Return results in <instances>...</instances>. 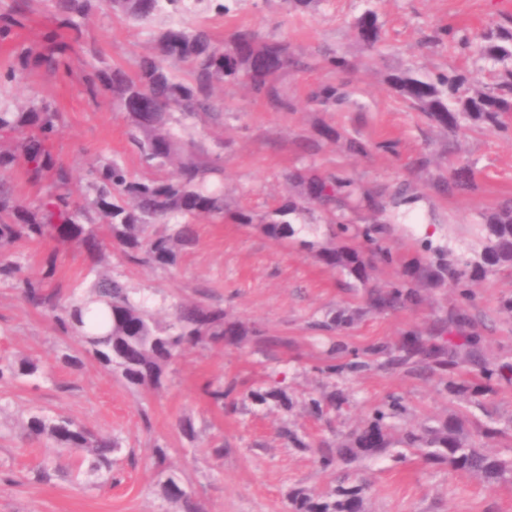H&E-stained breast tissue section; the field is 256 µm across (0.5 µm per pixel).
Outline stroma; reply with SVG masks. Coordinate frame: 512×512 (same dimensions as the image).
Instances as JSON below:
<instances>
[{
    "instance_id": "obj_1",
    "label": "stroma",
    "mask_w": 512,
    "mask_h": 512,
    "mask_svg": "<svg viewBox=\"0 0 512 512\" xmlns=\"http://www.w3.org/2000/svg\"><path fill=\"white\" fill-rule=\"evenodd\" d=\"M361 7V0H326L303 12L287 9L284 0H242L229 15L208 14L213 34L223 40L239 26L287 34L309 67L287 70L278 82L295 111H273L243 88L228 85L222 93V118L202 119L199 130L205 146L224 142V195L230 207L258 216L287 198L285 173L309 162L321 171L348 174L368 188L409 184L417 200L392 224L385 241L393 263L375 264L369 282L362 284L329 270L310 253L269 239L258 228L197 219L198 242L179 266L155 270L121 264L118 272L150 297L159 319L167 317L162 300L203 302L222 307L225 319L265 329L272 343L260 347L247 336L235 344L187 349L172 362L161 388L139 391L92 358H84L77 369L57 363V354L74 347V340L60 335L51 318L28 306L17 289L0 283V355L33 358L43 367L40 377L0 382V512H178L177 504L160 492L157 471L162 464L180 477L202 512H291L289 492L321 494L342 477L321 469L313 452L287 442L284 431L333 445L394 398L405 408L393 421L395 433L436 425L456 411L467 416L472 441H484L490 454L512 457V381H494L477 407L453 384L463 379L480 383L478 367L450 362L433 373H413L390 363L409 332L436 335L441 321L462 308L468 314L462 335L478 337L486 362L511 368L512 311L504 302L512 298V273H486L464 294L449 284L429 288L419 304L397 311L368 308L374 287L396 283L407 265L423 257L426 245L445 247L458 258H476L481 244L474 225L512 198V135L470 130L455 139L451 156L415 167V160L432 153L446 134L421 113L408 110L386 84L388 72L411 62L431 73L471 70L481 83H492L490 65L450 44L424 49L420 43L437 24L478 34L488 23L512 14V0H374L385 32L379 60L365 51L350 25ZM82 31L106 62L127 67L150 49L154 35L153 27L129 26L103 9L89 14ZM58 40L71 63L64 77L17 60L9 45L0 44V66L14 65L20 74L9 89L11 96L22 103L45 101L63 112L65 126L51 151L77 181H85L88 168L102 154L118 157L140 173L126 119L89 98L83 82L86 56L68 31H60ZM326 48L344 53L353 64L355 106L323 112L308 105L310 91L332 77L316 62ZM326 125L365 140L371 151L357 156L343 143L320 142L319 151L308 155L307 145L319 142L318 131ZM386 140L392 150H380ZM461 163L472 169L470 188L437 194L435 183L450 177ZM52 250L58 256L51 284L68 286L83 279V252L51 241L24 248L28 270L41 273L44 256ZM342 315L351 316V323L330 332L312 326ZM352 361L368 367L346 371ZM332 363L339 366L338 374L328 372ZM210 383L233 385L224 409L206 396ZM272 385L286 394L287 407L259 406L250 399L251 391ZM334 390L345 395L339 406L308 413L310 399ZM34 409L68 416L117 438L121 449L113 470L121 485H103L94 475L81 486L62 478L37 481L39 462L56 450L47 440L23 436L20 423ZM187 418L196 430L192 439L180 430ZM485 426L500 428V436L482 440ZM216 439L224 443L219 458L208 451ZM158 445L167 450L161 464L153 453ZM361 478L372 483L366 512H512V483H482L412 454L401 462L387 454L361 461L347 480L353 485Z\"/></svg>"
}]
</instances>
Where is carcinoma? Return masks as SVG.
I'll return each mask as SVG.
<instances>
[{
	"mask_svg": "<svg viewBox=\"0 0 512 512\" xmlns=\"http://www.w3.org/2000/svg\"><path fill=\"white\" fill-rule=\"evenodd\" d=\"M95 2L132 26L152 24L165 13L172 17L183 11H230L221 0H52L54 27L44 33L42 51L35 54L32 48L17 43L14 52L35 58L38 66L53 75L67 74V63L57 48V32L68 29L80 40V20ZM22 15L24 10L13 7L0 15V41L12 39ZM350 25L370 53H381L383 24L372 0H363V8ZM453 38L452 28L436 26L425 44L439 47ZM458 43L501 65L494 83L484 86L476 76L463 72L431 78L409 64L387 75L388 88L407 108L422 113L452 136L466 127L508 131L512 128L508 122L512 115V16L504 15L499 23L473 37L464 35ZM87 55L93 63L84 75L86 91L95 100L110 95L112 107L125 114L131 125L132 150L152 176L139 177L122 161L101 155L89 170L86 187L73 185L69 169L51 152L64 125L63 113L46 103L18 105L1 98L0 132L5 136H0V280L19 289L33 308L50 313L60 333L76 338L83 353L126 384L138 389L162 387L173 360L189 347L236 343L245 336L260 342L268 338L259 328L224 320V309L201 303L173 302L168 321L159 322L148 298L112 268L114 251L127 266L174 268L196 245L194 221L204 217L255 225L270 239L292 243L325 267L361 283L369 277L371 258L393 261L390 250L382 246L387 232L383 218L397 215L411 202L406 190L381 188L364 193L346 175L295 169L288 174V181L296 185V194L259 219L246 209L228 207L224 186L215 183L222 172L221 153L196 144L189 131L203 113L220 117L223 109L215 91L226 84L242 85L251 97L266 101L276 111L294 110L277 84L282 71L298 64L287 36L273 33L263 37L252 28L237 27L228 40L220 42L204 25L173 21L160 28L153 50L140 56L132 71L115 63L97 67L101 56L94 46L87 48ZM319 63L333 72L336 80L313 90L309 103L323 111L347 104L354 73L351 62L332 51ZM19 162L32 182L49 183L46 195L34 203L17 197L13 183L1 174ZM470 176V167L462 165L435 189L443 194L465 190ZM311 206L325 216L324 245L306 238L290 220ZM358 208L370 211L374 219L353 231L347 212ZM481 232L484 246L479 260L464 262L435 251L426 260L405 267L403 279L376 293L370 306L385 311L415 305L422 300V287L433 288L448 280L467 288L489 271H511L512 202L487 216ZM353 235L363 240L366 249L346 243ZM47 239L82 247L88 280L68 289L48 287L45 280L56 266L54 253L45 257L42 275L29 273L19 260V248ZM462 349L465 359L479 367L486 385L499 377L478 359L472 339H466ZM398 351L394 363L411 371L430 370L443 364L448 355L447 347L420 336L410 338ZM38 371L34 359L0 358L1 382L31 377ZM401 409V403L393 401L389 411L376 412L370 422L336 447L317 449V462L325 470L346 468L398 444L402 450L396 452V459L406 458L408 452L418 453L429 463H446L484 481L512 476V460H501L482 446L465 441L466 420L458 414L449 415L436 427L409 429L394 438L390 420L398 417ZM21 429L73 456V479L78 481L87 472L112 483V454L119 448L112 437L67 416L50 417L41 411L30 413ZM159 485L164 498L180 505L181 512H200L191 493L163 469ZM369 489V484L363 483L338 485L325 494L296 490L288 494V501L292 512H364Z\"/></svg>",
	"mask_w": 512,
	"mask_h": 512,
	"instance_id": "1",
	"label": "carcinoma"
}]
</instances>
